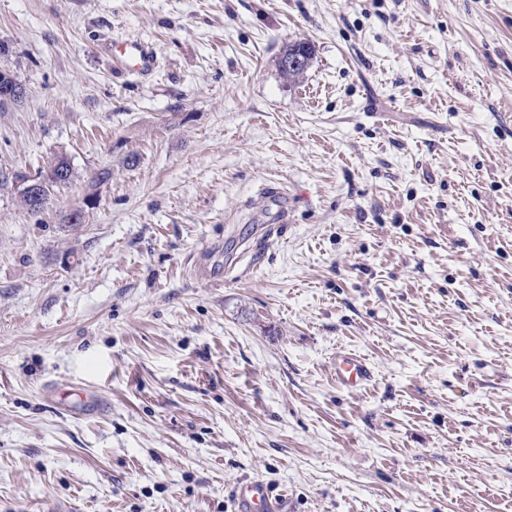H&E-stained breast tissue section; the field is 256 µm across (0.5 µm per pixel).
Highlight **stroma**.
<instances>
[{
  "mask_svg": "<svg viewBox=\"0 0 512 512\" xmlns=\"http://www.w3.org/2000/svg\"><path fill=\"white\" fill-rule=\"evenodd\" d=\"M0 70V512H512V0H0ZM302 50L305 52V59L306 62L302 65H299L303 62V58L301 55H293L292 57L288 58L287 64H290L291 66H286L284 64V60L291 56L295 51ZM312 57V49L309 43L307 42H294L292 44L288 45V48L284 51L282 58H280V69L283 73V75L288 78L289 80H295L296 78H299L302 76L308 69L309 63L311 61ZM299 65V66H298ZM297 66V67H295ZM112 66L117 71L132 70L149 74L156 65V55L152 47L140 42L112 45ZM41 172L43 174H41ZM40 175L31 177L25 176L21 179V183L17 186L19 194L30 195L37 197V192L42 187V181L44 188H42L43 196L40 200L30 199L28 197L19 196L21 204L29 211L38 213L46 205L51 192H54L60 187L68 185L72 179L73 170L70 162L64 156H59L45 169L41 171ZM336 383L343 388L365 386L372 378V369L368 363L357 356L342 355L336 359ZM237 512H284L276 508L277 496L262 481L241 484L235 492Z\"/></svg>",
  "mask_w": 512,
  "mask_h": 512,
  "instance_id": "35a3bbf8",
  "label": "stroma"
}]
</instances>
